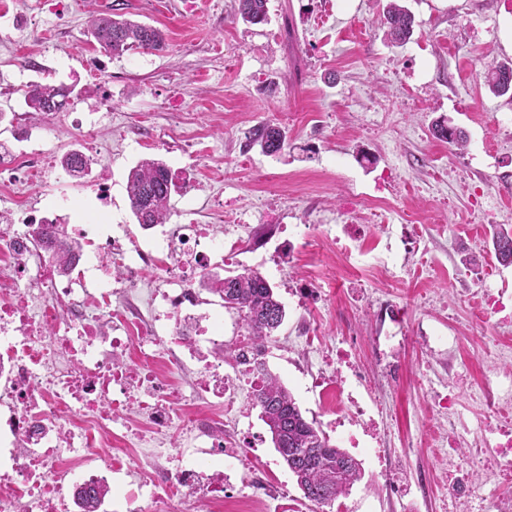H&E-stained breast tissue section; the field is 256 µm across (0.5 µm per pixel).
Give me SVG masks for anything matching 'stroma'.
Listing matches in <instances>:
<instances>
[{
    "label": "stroma",
    "instance_id": "1",
    "mask_svg": "<svg viewBox=\"0 0 512 512\" xmlns=\"http://www.w3.org/2000/svg\"><path fill=\"white\" fill-rule=\"evenodd\" d=\"M416 26L403 46L391 45L379 15L387 0H268V19L233 21L235 0H68L58 16L46 0H0V143L39 148L54 162L76 149L79 124L95 128V158L109 188L107 205L71 181L0 182V208L40 199L47 210L83 214L91 245L83 250L88 278L103 260L106 237L129 231L143 244L154 233L137 224L126 192L130 169L162 159L175 182L191 179L192 199L173 193L172 223L185 207L221 233L241 219L255 252L216 266L225 276L244 266L274 285L286 319L269 344V366L307 419L325 426L307 361L281 351L286 336L308 330L349 350L361 393L383 408L382 441L394 471L417 478L436 465L428 430L432 402L488 377L487 344L512 349V325L477 324L470 299L482 288L512 291V265L493 251L496 225L512 227V96L494 95L485 74L512 62V0H399ZM125 15L164 31L161 52L113 58L88 43L90 18ZM100 73L98 81L87 70ZM75 85L66 111H29L32 83ZM452 119L466 135L463 150L432 132ZM261 123L285 128L278 155L249 146ZM203 140L207 151L191 152ZM389 215L381 225L377 214ZM422 226L407 246L405 218ZM305 225L278 251L265 242L282 225ZM334 225L359 241L346 256L322 233ZM431 261L437 275L417 272ZM402 264L396 281L380 262ZM320 292L318 305L299 306L296 289ZM402 308L411 342L393 370L376 364L370 339L394 331L376 303ZM452 336L451 348L430 351L426 336ZM412 491L392 498L375 465L341 497L346 512H448L441 491L410 510Z\"/></svg>",
    "mask_w": 512,
    "mask_h": 512
}]
</instances>
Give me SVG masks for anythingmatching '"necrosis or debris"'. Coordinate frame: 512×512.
Listing matches in <instances>:
<instances>
[{
    "label": "necrosis or debris",
    "mask_w": 512,
    "mask_h": 512,
    "mask_svg": "<svg viewBox=\"0 0 512 512\" xmlns=\"http://www.w3.org/2000/svg\"><path fill=\"white\" fill-rule=\"evenodd\" d=\"M56 216L34 210L22 225L0 224V512H71L81 486L100 474L129 475L113 484L121 512H192L196 502L222 512L236 497L242 512H301L288 484L271 467L242 463L244 443L219 422L182 407L163 368L196 363L195 391L221 404L226 418L247 417L252 395L269 374L268 347L249 336L233 339L224 359L220 314L199 320L196 277L243 252L240 227L223 237L185 219L174 235L141 247L133 237L102 244L117 276L93 281L57 275L38 232ZM153 274L150 311L138 304L141 281ZM304 353L325 352L328 370L314 375L337 427L356 422L380 458L383 430L370 404L354 395L344 347H325L312 333L294 337ZM512 354L487 355L489 378L472 391L483 418L480 443H493L492 460L467 453L442 477L451 505L479 504L499 512L505 498L499 472L512 474V425L499 420L512 407ZM179 432L183 446L164 448Z\"/></svg>",
    "instance_id": "necrosis-or-debris-1"
}]
</instances>
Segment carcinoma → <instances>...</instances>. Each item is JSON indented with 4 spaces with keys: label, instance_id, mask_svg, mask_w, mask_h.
<instances>
[{
    "label": "carcinoma",
    "instance_id": "1",
    "mask_svg": "<svg viewBox=\"0 0 512 512\" xmlns=\"http://www.w3.org/2000/svg\"><path fill=\"white\" fill-rule=\"evenodd\" d=\"M234 20L246 25L267 21V0H238ZM387 36L394 45L408 42L414 31V18L397 0H390L384 11ZM100 52L119 58L130 52H153L165 48L164 33L151 25L131 21L120 15L95 17L87 27ZM512 64L490 69L485 82L497 96L512 92ZM74 88L49 83H36L25 91L24 99L33 112L50 115L62 111ZM434 135L461 150L465 147L462 131L448 119L436 121ZM249 139L270 155L281 153L288 146V131L270 124L255 126ZM175 182L166 164L160 159H143L129 171L127 194L131 211L143 229L164 224L171 216L170 199ZM496 257L512 263V230L500 228L493 239ZM81 255V244L66 240L64 250L49 255L57 273L64 275ZM203 287L217 295L224 308L234 311L246 335L269 341L284 323L286 310L274 286L258 270L242 271L220 277H203ZM255 406L271 435L276 452L296 480L303 497L313 505L330 506L348 493L361 478V466L345 450L330 443L329 437L308 421L289 390L273 375L255 394ZM109 490L92 487L79 493L80 512H98Z\"/></svg>",
    "mask_w": 512,
    "mask_h": 512
}]
</instances>
